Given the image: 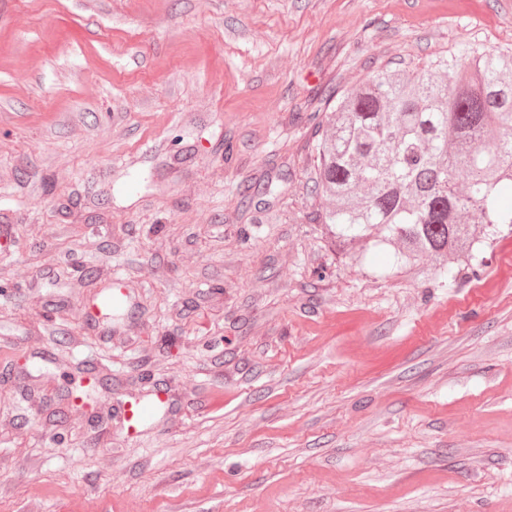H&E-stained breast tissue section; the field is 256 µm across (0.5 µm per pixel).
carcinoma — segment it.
Returning <instances> with one entry per match:
<instances>
[{"mask_svg": "<svg viewBox=\"0 0 512 512\" xmlns=\"http://www.w3.org/2000/svg\"><path fill=\"white\" fill-rule=\"evenodd\" d=\"M334 101L312 147L317 215L342 246L393 249L399 272L512 229V55L463 44L382 68Z\"/></svg>", "mask_w": 512, "mask_h": 512, "instance_id": "carcinoma-1", "label": "carcinoma"}]
</instances>
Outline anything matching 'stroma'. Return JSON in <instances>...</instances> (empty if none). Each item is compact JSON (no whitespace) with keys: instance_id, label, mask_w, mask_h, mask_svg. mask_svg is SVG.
I'll return each instance as SVG.
<instances>
[{"instance_id":"obj_1","label":"stroma","mask_w":512,"mask_h":512,"mask_svg":"<svg viewBox=\"0 0 512 512\" xmlns=\"http://www.w3.org/2000/svg\"><path fill=\"white\" fill-rule=\"evenodd\" d=\"M463 44L512 0H0V512H512V233L395 274L310 191L329 91Z\"/></svg>"}]
</instances>
